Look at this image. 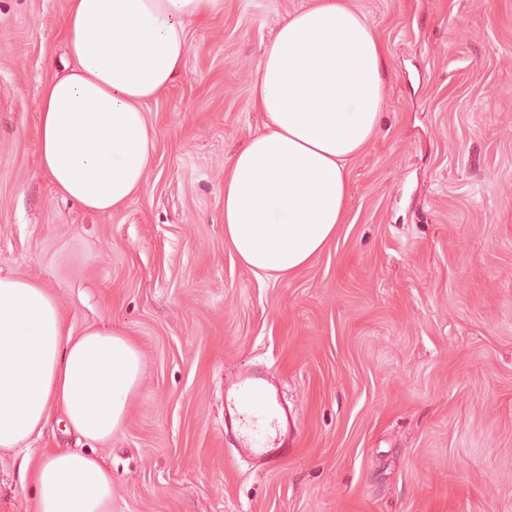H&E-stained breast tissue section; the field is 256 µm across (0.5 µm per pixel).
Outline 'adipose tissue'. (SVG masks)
I'll use <instances>...</instances> for the list:
<instances>
[{
    "label": "adipose tissue",
    "mask_w": 512,
    "mask_h": 512,
    "mask_svg": "<svg viewBox=\"0 0 512 512\" xmlns=\"http://www.w3.org/2000/svg\"><path fill=\"white\" fill-rule=\"evenodd\" d=\"M224 0H67L63 71L38 107L40 169L58 194L118 212L142 190L154 150L145 106L178 75L187 29ZM388 49L346 0L283 20L257 62L262 132L224 175V241L255 274L294 277L336 237L351 199L348 164L382 119ZM142 376L135 339L109 326L67 330L39 281L0 274V453L55 417L92 442L124 424ZM35 512H112L103 459L49 448L32 473Z\"/></svg>",
    "instance_id": "adipose-tissue-1"
}]
</instances>
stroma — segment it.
<instances>
[{"instance_id": "35a3bbf8", "label": "stroma", "mask_w": 512, "mask_h": 512, "mask_svg": "<svg viewBox=\"0 0 512 512\" xmlns=\"http://www.w3.org/2000/svg\"><path fill=\"white\" fill-rule=\"evenodd\" d=\"M309 0H224L146 106L155 151L125 209L39 169L42 82L66 0H0V271L41 282L66 326L121 328L143 379L94 451L112 512H512V0H348L389 48L382 122L349 164L345 224L282 281L224 241V171L262 129L261 51ZM261 369L294 415L287 461L224 434V379ZM0 454V512H34Z\"/></svg>"}]
</instances>
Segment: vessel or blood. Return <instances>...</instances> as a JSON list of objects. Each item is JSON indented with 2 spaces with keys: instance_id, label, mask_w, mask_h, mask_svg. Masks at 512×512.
<instances>
[{
  "instance_id": "vessel-or-blood-1",
  "label": "vessel or blood",
  "mask_w": 512,
  "mask_h": 512,
  "mask_svg": "<svg viewBox=\"0 0 512 512\" xmlns=\"http://www.w3.org/2000/svg\"><path fill=\"white\" fill-rule=\"evenodd\" d=\"M225 424L238 435L237 452L273 465L283 462L291 445L292 424L275 385L246 370L225 385Z\"/></svg>"
}]
</instances>
